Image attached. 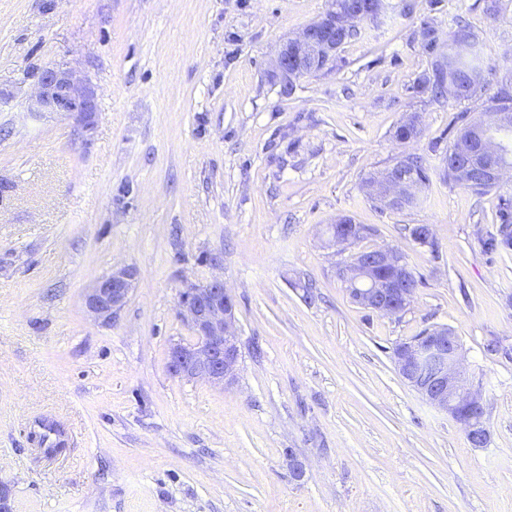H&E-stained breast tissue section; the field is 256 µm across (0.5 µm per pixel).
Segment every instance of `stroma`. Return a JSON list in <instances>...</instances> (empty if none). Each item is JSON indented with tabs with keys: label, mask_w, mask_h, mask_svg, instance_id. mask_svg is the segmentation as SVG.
I'll return each instance as SVG.
<instances>
[{
	"label": "stroma",
	"mask_w": 512,
	"mask_h": 512,
	"mask_svg": "<svg viewBox=\"0 0 512 512\" xmlns=\"http://www.w3.org/2000/svg\"><path fill=\"white\" fill-rule=\"evenodd\" d=\"M329 0H0V488L11 512H512V250L487 251L499 199L432 175L412 208L364 182L403 152L439 166L512 82V0H386L380 18L285 95L279 45ZM468 22L490 66L476 97L433 100L420 30ZM63 63L98 89L91 136L27 111ZM417 115L407 144L396 127ZM371 227L337 250L340 217ZM431 225L435 245L409 227ZM398 250L418 286L395 316L338 275ZM135 272L118 316L86 306ZM237 299L235 385L168 369L190 342L179 294ZM314 284V300L303 297ZM457 336L488 443L426 402L393 350ZM305 466L295 478V463ZM135 272L127 267L112 272L95 283L86 297V304L96 318L109 322L126 304L133 288Z\"/></svg>",
	"instance_id": "stroma-1"
}]
</instances>
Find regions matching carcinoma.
I'll list each match as a JSON object with an SVG mask.
<instances>
[{"label": "carcinoma", "mask_w": 512, "mask_h": 512, "mask_svg": "<svg viewBox=\"0 0 512 512\" xmlns=\"http://www.w3.org/2000/svg\"><path fill=\"white\" fill-rule=\"evenodd\" d=\"M467 34L473 39L474 47L466 55L460 57H449L440 55L433 57L431 71L424 74L418 81L417 87L423 92H428L437 100L443 97L446 82H452L458 89L457 100H465L475 96L482 90L484 83V61L479 47V38L475 32L457 23L448 32V40H453L458 34ZM487 111H511L512 112V91L502 89L497 95L489 98L486 106ZM461 122L453 143L448 146V154L441 160L440 175L443 179L458 182L455 176V164L469 162L470 166L477 169L473 180L461 183V186L472 192L483 195L492 190L499 189V185L482 181V173L479 168L483 167L487 160L477 149L473 142V126L476 121L468 119L462 114L458 117ZM420 128L415 120L410 119L399 125L394 133L395 138L406 143L417 139ZM390 172L403 176V180L410 183H417L420 186H427L430 182L429 169L425 166L423 158L416 154H405L397 158L395 163L368 178V182L382 185L386 175ZM498 228L496 233L491 234L484 241V246L489 251L500 249H512V198L502 199L500 208L496 215Z\"/></svg>", "instance_id": "carcinoma-1"}]
</instances>
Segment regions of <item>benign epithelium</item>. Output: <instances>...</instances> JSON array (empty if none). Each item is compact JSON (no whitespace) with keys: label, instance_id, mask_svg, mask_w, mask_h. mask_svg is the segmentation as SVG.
<instances>
[{"label":"benign epithelium","instance_id":"obj_1","mask_svg":"<svg viewBox=\"0 0 512 512\" xmlns=\"http://www.w3.org/2000/svg\"><path fill=\"white\" fill-rule=\"evenodd\" d=\"M322 22L317 21L299 34L283 41L272 62L271 73L288 85L297 69L291 56L301 58L307 49L317 58L330 59V42L319 38ZM28 111L35 117L64 115L89 133L94 129L98 112L97 87L88 77L79 78L64 64L42 68L36 81V92ZM480 148L489 157L484 176L496 183L505 182L512 166L497 162L500 147L495 139L485 136ZM408 185L393 177L388 179L382 195L389 206L407 195ZM360 224H343L333 240L353 245L363 236ZM352 300L382 315L404 311L414 295L406 287L408 269L400 252L392 248H376L369 258L356 261L342 271ZM135 272L127 267L115 268L95 283L86 304L96 318L109 322L126 304L133 288ZM237 301L224 279L214 277L203 285H190L179 297V313L194 332L189 344L176 343L169 353V370L178 377L204 380L229 386L238 375L241 351L236 336ZM395 363L402 378L428 402L461 424L469 439L480 445L487 430L473 411L481 408V397L464 375L457 336L446 327L429 331L418 345L401 348Z\"/></svg>","mask_w":512,"mask_h":512}]
</instances>
